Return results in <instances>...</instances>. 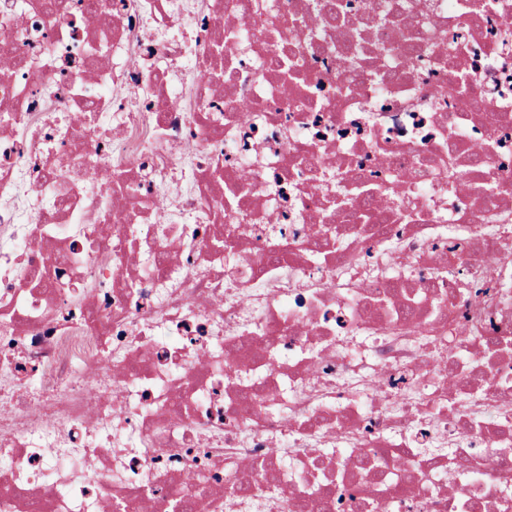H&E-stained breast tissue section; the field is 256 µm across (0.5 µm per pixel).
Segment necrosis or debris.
<instances>
[{
	"label": "necrosis or debris",
	"mask_w": 512,
	"mask_h": 512,
	"mask_svg": "<svg viewBox=\"0 0 512 512\" xmlns=\"http://www.w3.org/2000/svg\"><path fill=\"white\" fill-rule=\"evenodd\" d=\"M510 25L0 0V512H512Z\"/></svg>",
	"instance_id": "necrosis-or-debris-1"
}]
</instances>
